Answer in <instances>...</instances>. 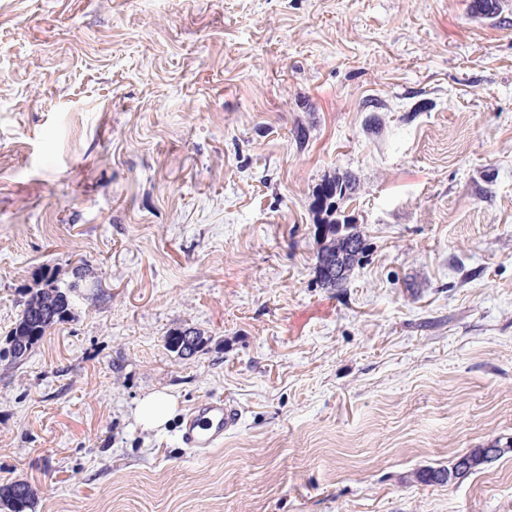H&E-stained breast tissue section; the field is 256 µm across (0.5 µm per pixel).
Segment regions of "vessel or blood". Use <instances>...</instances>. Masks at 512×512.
I'll list each match as a JSON object with an SVG mask.
<instances>
[{"mask_svg": "<svg viewBox=\"0 0 512 512\" xmlns=\"http://www.w3.org/2000/svg\"><path fill=\"white\" fill-rule=\"evenodd\" d=\"M240 422L241 414L232 404L221 399L204 398L193 404L185 425L179 431L180 441L193 453L203 448H214Z\"/></svg>", "mask_w": 512, "mask_h": 512, "instance_id": "obj_1", "label": "vessel or blood"}]
</instances>
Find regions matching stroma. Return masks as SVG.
I'll return each instance as SVG.
<instances>
[{"label":"stroma","instance_id":"35a3bbf8","mask_svg":"<svg viewBox=\"0 0 512 512\" xmlns=\"http://www.w3.org/2000/svg\"><path fill=\"white\" fill-rule=\"evenodd\" d=\"M503 14L0 0V351L42 267L83 282L0 360V486H35L32 512H512V452L415 478L512 439ZM334 172L366 250L325 288L310 204ZM184 326L189 358L165 346ZM204 397L241 425L193 454L175 428ZM203 343L201 333L193 328H176L165 337L167 349L182 358H188L199 352ZM173 398L164 392L151 393L143 398L137 408V418L145 429L164 425L173 410ZM482 448H473L469 452L465 453L464 455H461L457 457L452 463L448 465V467H439V468H430L427 470H423L416 473V479L421 482L426 483H435V484H449L448 478L452 480L453 482H460L465 479L471 470V464L472 462L470 459L462 458L460 459L455 468H453L452 472L448 474V470L451 469V466L453 463L459 459L460 457L464 456H472L477 454ZM472 473V471H471ZM470 473V474H471Z\"/></svg>","mask_w":512,"mask_h":512}]
</instances>
